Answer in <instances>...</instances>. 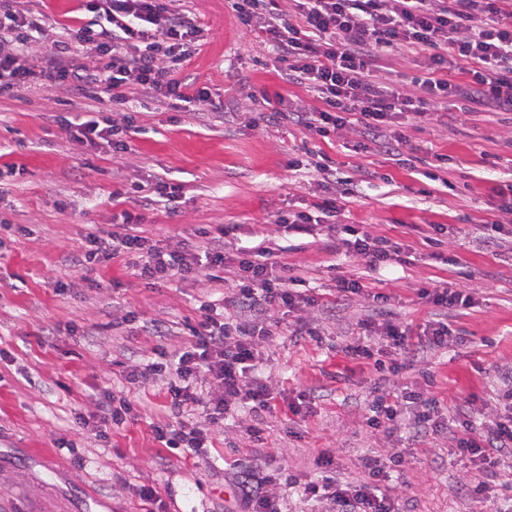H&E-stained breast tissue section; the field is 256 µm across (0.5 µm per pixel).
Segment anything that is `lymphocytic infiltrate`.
I'll return each instance as SVG.
<instances>
[{"label":"lymphocytic infiltrate","instance_id":"lymphocytic-infiltrate-1","mask_svg":"<svg viewBox=\"0 0 512 512\" xmlns=\"http://www.w3.org/2000/svg\"><path fill=\"white\" fill-rule=\"evenodd\" d=\"M229 4L240 27L262 36L273 48L284 82L311 89L321 101L320 107L302 110L281 100L279 110L250 116V125L285 119L323 137L347 130L357 136L360 149L374 145L393 154L406 140L402 126L424 116L427 105L454 97L512 112V0H288L284 10L274 0ZM83 9L85 17L70 30L68 40L39 57L35 36L51 25V18L25 11L21 0H0V94L33 84L67 85L85 97L91 88L109 89L119 105L125 104L128 88L153 100H209L208 88L192 87L170 73L171 67L189 62L204 39V28L192 12L175 6L174 0H83ZM397 49L424 56L422 78L402 86L387 82L380 61ZM135 123L134 113L126 112L117 122H72L68 129L77 144H104L119 157L129 150L124 133ZM122 218L121 231L109 237L86 235L87 248L78 265L132 256L138 260L139 277L152 285L188 279L204 266L231 274L236 322L208 318L202 329L193 331L189 346L156 350L167 369L172 407L200 404L205 417L199 423H154L155 437L165 447L206 458L211 426L243 404L256 410L269 407L267 384L249 373L259 343L274 336L271 307L297 312L294 333L303 337L313 333L304 311L315 300L291 291L275 265L253 261L244 253L228 257L216 242L201 257L182 244L161 249L135 231L138 216L126 212ZM336 295L369 297L374 308L361 323L367 341L347 346L350 357L372 360L369 341L374 337L398 357L445 347L452 338L441 321L427 322L419 336H412L409 328L386 317L389 296L368 293L357 279L338 277ZM438 405L436 398L403 389L378 396L367 423L390 438L407 413L415 435H423L434 427ZM448 425L461 427L456 451L469 458L473 469L512 470V458L500 456L501 449L512 446V391L504 393L496 413L484 415L480 437H473L470 422L452 418ZM401 455L400 449L389 448L366 459L362 481L342 485L323 474L304 483L303 493L326 504L328 512H395L381 484Z\"/></svg>","mask_w":512,"mask_h":512}]
</instances>
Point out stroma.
<instances>
[{
  "label": "stroma",
  "instance_id": "1",
  "mask_svg": "<svg viewBox=\"0 0 512 512\" xmlns=\"http://www.w3.org/2000/svg\"><path fill=\"white\" fill-rule=\"evenodd\" d=\"M204 43L179 78L207 87L206 102L131 98L138 129L130 149L113 157L104 145L71 141L66 121L113 111L108 95L87 99L66 86L0 95V512H237L241 477L280 478L268 489L282 512H324L304 500L301 485L330 457L338 481L364 475L365 458L382 437L366 421L377 393L408 387L435 397L440 413L473 400L494 410L512 381V244L494 239V224L512 185V112H465L457 100L407 132L401 155L357 149L354 134L327 138L281 121L252 127L251 112H271L280 98L318 106L308 88L285 84L267 44L246 34L227 0H187ZM58 22L39 36L49 51L62 26L79 25L81 0H26ZM302 162L289 169V158ZM336 171V188L359 182L358 196L339 198L341 229L278 224L282 211H313L323 198L318 165ZM375 176L361 180L362 170ZM163 179L182 188L168 206L144 186ZM143 216L138 229L160 248L206 247L199 229L236 226L230 251L288 268L292 286L317 304L306 314L316 333L293 334L294 314L278 308L273 340L261 343L254 372L273 393L269 410L239 408L211 432L208 459L165 448L153 422L180 421L161 376L139 387L126 375L156 362L158 347L179 348L206 316H232L225 271L151 286L130 257L89 270L77 267L88 233L107 236L112 218ZM403 246L399 260L370 265L346 253L344 226ZM359 279L391 297L394 321L422 328L447 321L455 340L417 353L401 374L348 357L369 301L336 296L338 276ZM455 284L474 305L446 310L419 299L423 287ZM137 414L106 424L108 442L89 431L96 394ZM309 414H294L299 402ZM262 424V440L246 429ZM401 464L386 484L398 512H498L499 502L471 496L478 477L455 452L445 428L396 434ZM297 486H287L286 474ZM153 488L147 503L140 487Z\"/></svg>",
  "mask_w": 512,
  "mask_h": 512
}]
</instances>
